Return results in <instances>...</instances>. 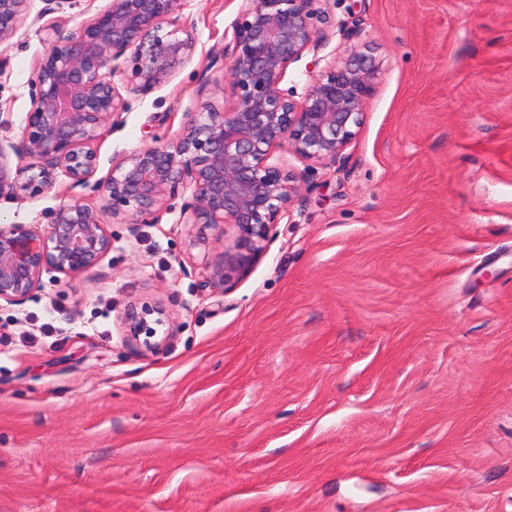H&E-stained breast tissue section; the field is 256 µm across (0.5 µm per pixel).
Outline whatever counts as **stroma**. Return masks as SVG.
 <instances>
[{"mask_svg":"<svg viewBox=\"0 0 512 512\" xmlns=\"http://www.w3.org/2000/svg\"><path fill=\"white\" fill-rule=\"evenodd\" d=\"M105 0L52 9L72 28ZM239 0H188L198 50L129 96L94 148L162 145L202 101L234 102L221 54ZM382 73L334 165L307 168L264 253L226 292L203 287L224 240L183 223L110 220V253L43 272L0 304V512H512V0H330ZM0 43V110L19 136L44 45ZM65 177L0 198L36 224ZM162 302L154 352L119 317Z\"/></svg>","mask_w":512,"mask_h":512,"instance_id":"35a3bbf8","label":"stroma"}]
</instances>
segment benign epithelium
<instances>
[{"label":"benign epithelium","instance_id":"obj_1","mask_svg":"<svg viewBox=\"0 0 512 512\" xmlns=\"http://www.w3.org/2000/svg\"><path fill=\"white\" fill-rule=\"evenodd\" d=\"M30 2L0 0V43L14 35ZM182 2L107 0L72 29L44 28L32 108L18 138L0 137V197L35 199L62 174L69 188L89 187L107 204L97 209L63 200L45 232L35 224L1 226L0 302H26L45 271L73 276L96 266L112 249L107 215L156 224L181 189L191 190L184 223L222 234L226 224L238 228L205 281L226 291L264 251L272 227L300 194L288 157L334 164L358 134L381 70L375 48L336 23L330 0H241L232 42L223 49L232 110L203 102L184 113L173 141L122 152L106 177L95 178L93 144L126 111L124 94L148 95L196 54ZM335 29L354 44L338 58L318 55ZM309 53L319 73L297 100L281 83ZM121 324L127 343L147 349L159 345L152 338L172 335L159 303L130 305Z\"/></svg>","mask_w":512,"mask_h":512}]
</instances>
